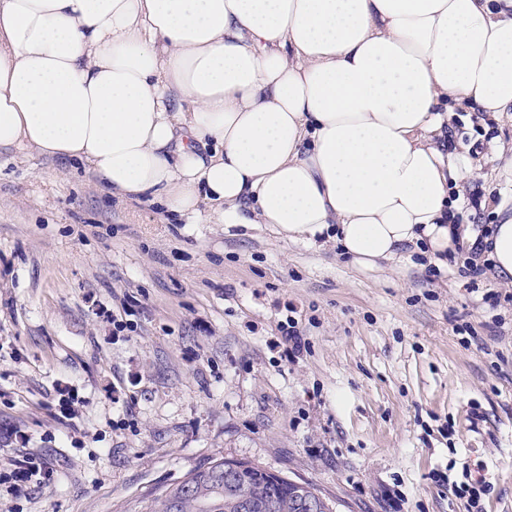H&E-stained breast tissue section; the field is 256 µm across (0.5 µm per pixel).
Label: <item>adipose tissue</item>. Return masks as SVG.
<instances>
[{
  "label": "adipose tissue",
  "mask_w": 512,
  "mask_h": 512,
  "mask_svg": "<svg viewBox=\"0 0 512 512\" xmlns=\"http://www.w3.org/2000/svg\"><path fill=\"white\" fill-rule=\"evenodd\" d=\"M512 108V0H0V148L374 269L477 237L456 113ZM486 257L512 282V215Z\"/></svg>",
  "instance_id": "ef3b65f1"
}]
</instances>
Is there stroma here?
<instances>
[{"label":"stroma","instance_id":"obj_1","mask_svg":"<svg viewBox=\"0 0 512 512\" xmlns=\"http://www.w3.org/2000/svg\"><path fill=\"white\" fill-rule=\"evenodd\" d=\"M470 193L512 211V112L460 113ZM420 256L360 269L273 225L184 223L78 161L0 151V427L60 478L0 512H143L209 462L339 512H512V288ZM307 347L286 357L280 328Z\"/></svg>","mask_w":512,"mask_h":512}]
</instances>
